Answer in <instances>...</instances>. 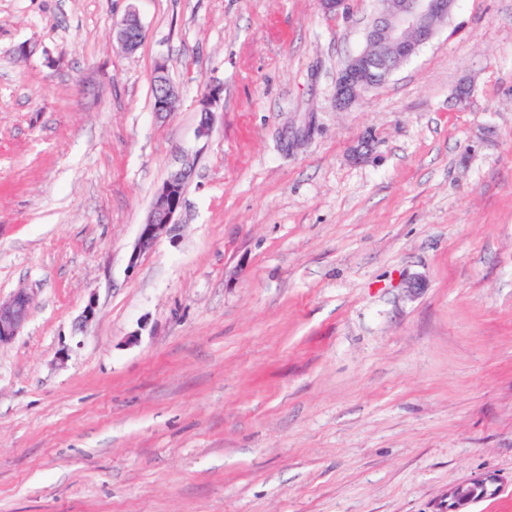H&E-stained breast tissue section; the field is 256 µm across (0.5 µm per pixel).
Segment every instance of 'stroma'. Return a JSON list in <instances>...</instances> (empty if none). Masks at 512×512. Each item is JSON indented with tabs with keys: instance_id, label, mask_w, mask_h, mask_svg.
<instances>
[{
	"instance_id": "35a3bbf8",
	"label": "stroma",
	"mask_w": 512,
	"mask_h": 512,
	"mask_svg": "<svg viewBox=\"0 0 512 512\" xmlns=\"http://www.w3.org/2000/svg\"><path fill=\"white\" fill-rule=\"evenodd\" d=\"M375 9L0 0V512H512V0L338 110ZM143 37V29L139 18L135 13L128 14L118 32V38L123 47L128 51L138 48ZM154 83L156 86L154 112H157L158 114H168L169 112H172L178 101V94L165 75L164 68H159L156 73ZM192 172V164L186 161L157 191L146 220L140 224L138 237L130 255V263H137L140 254L151 249L175 224V216L181 206L183 191ZM33 308L32 296L19 290L9 297H0V346L18 335ZM495 480V478L490 476L456 487L451 494V502L453 505H448V511L457 512L459 509L469 505L470 503L483 498L487 494V482H495ZM476 488L482 489L480 494H478Z\"/></svg>"
}]
</instances>
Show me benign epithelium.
Segmentation results:
<instances>
[{"label":"benign epithelium","mask_w":512,"mask_h":512,"mask_svg":"<svg viewBox=\"0 0 512 512\" xmlns=\"http://www.w3.org/2000/svg\"><path fill=\"white\" fill-rule=\"evenodd\" d=\"M380 7L373 22L365 31L364 47L350 57L336 81V108L344 110L364 92L378 87L406 63L419 49L430 42L439 27L448 21L458 0H378ZM143 29L136 14L124 19L118 38L128 51L138 48ZM154 83L156 98L154 111L167 114L174 110L178 94L159 68ZM220 89H210L201 102L202 120L198 134L210 133L213 107L219 100ZM192 172V164L185 162L169 177L157 191L146 220L139 227L138 237L129 259V268L136 266L140 254L151 249L175 224V216L181 206L183 191ZM33 308L32 296L19 290L9 297L0 298V345L8 343L18 335ZM493 477L478 479L456 487L451 494V512L483 498L487 494V483Z\"/></svg>","instance_id":"obj_1"}]
</instances>
